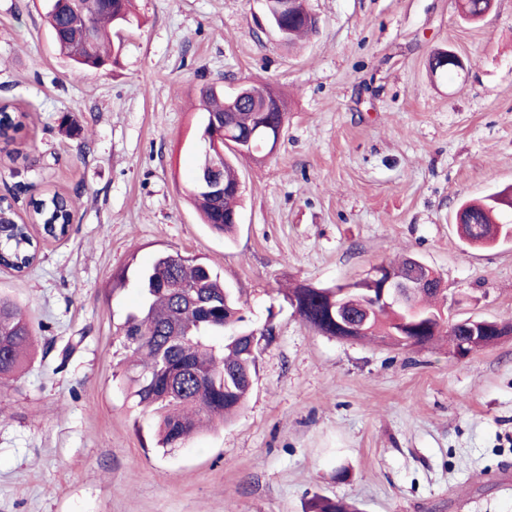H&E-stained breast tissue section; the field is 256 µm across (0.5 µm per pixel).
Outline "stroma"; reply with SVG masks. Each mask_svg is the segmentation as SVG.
Listing matches in <instances>:
<instances>
[{
  "label": "stroma",
  "instance_id": "1",
  "mask_svg": "<svg viewBox=\"0 0 512 512\" xmlns=\"http://www.w3.org/2000/svg\"><path fill=\"white\" fill-rule=\"evenodd\" d=\"M44 5L0 0V103L25 114L0 136V195L25 222L59 192L73 222L28 272L0 267L38 336L0 383V512H512V335L464 359L445 337L326 336L281 294L415 257L447 316L512 324V242L475 247L455 224L512 187V0L476 22L454 0H308L320 26L293 47L259 24L261 0H136L140 27L95 72L57 52ZM439 50L464 62L445 81ZM237 83L272 87L288 118L272 154L241 160L224 236L190 191L200 91ZM163 251L200 258L249 328H273L233 421L168 452L115 337Z\"/></svg>",
  "mask_w": 512,
  "mask_h": 512
}]
</instances>
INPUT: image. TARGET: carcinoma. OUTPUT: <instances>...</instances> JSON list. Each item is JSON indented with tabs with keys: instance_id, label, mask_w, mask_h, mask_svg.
Instances as JSON below:
<instances>
[{
	"instance_id": "obj_1",
	"label": "carcinoma",
	"mask_w": 512,
	"mask_h": 512,
	"mask_svg": "<svg viewBox=\"0 0 512 512\" xmlns=\"http://www.w3.org/2000/svg\"><path fill=\"white\" fill-rule=\"evenodd\" d=\"M131 0H71L61 10L48 6L46 22L58 52L82 71H94L107 61L117 62L119 48L112 35L134 25ZM284 43L316 32L304 17L284 22ZM206 118L224 123L229 143L224 155L207 151L198 171L214 166L223 169L224 195L216 197L193 190L191 199L202 220L217 233L233 232L242 193L236 184L240 174L233 159H258L277 145L287 113L265 112V98L257 94L251 102L234 108L225 103L224 91L207 86L201 90ZM23 112L0 107V131L22 125ZM496 195L480 204L461 205L470 240L483 241L496 233ZM34 218L52 237L67 234L72 221V203L58 193H49L33 205ZM6 205L0 222V266L16 272L29 269L37 258V241L24 224L11 220ZM140 307L126 315L116 327L125 350V376L138 403L150 409L158 433L157 445L166 450L180 448L188 439L216 422H225L242 407L256 374L259 339L242 325L240 301L224 287L220 276L195 257L160 253L152 266L139 274ZM357 290L346 295L343 308L363 328L347 332L336 326V289L299 286L285 293V299L301 319L315 330L347 339L395 340L401 325V310L393 304L373 303L366 289L379 283L364 279L354 283ZM440 296L424 288L414 298L425 317L424 324L406 332L414 344L423 345L439 334L444 323L432 301ZM35 336L21 307L0 298V380L18 377L28 366Z\"/></svg>"
}]
</instances>
